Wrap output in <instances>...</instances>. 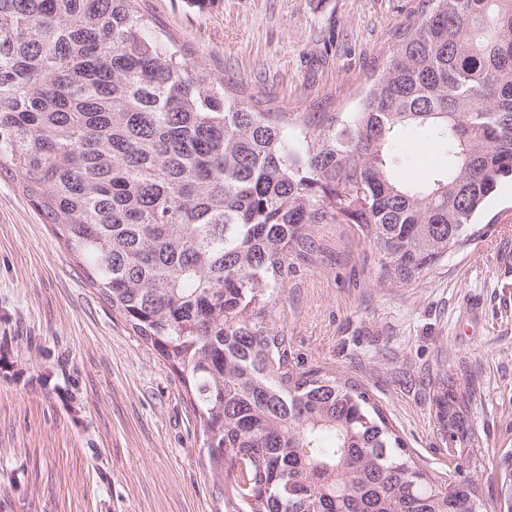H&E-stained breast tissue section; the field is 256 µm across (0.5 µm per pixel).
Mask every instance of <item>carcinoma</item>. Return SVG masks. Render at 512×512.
Here are the masks:
<instances>
[{
  "label": "carcinoma",
  "instance_id": "1",
  "mask_svg": "<svg viewBox=\"0 0 512 512\" xmlns=\"http://www.w3.org/2000/svg\"><path fill=\"white\" fill-rule=\"evenodd\" d=\"M355 111L289 135L226 95L136 0H0V173L16 176L112 312L178 375L213 512H482L469 396L444 376L432 473L361 385L295 361L288 272L352 224L381 285L478 235L512 180V0H424ZM427 129L446 173L397 181L390 133ZM512 504V453L499 458Z\"/></svg>",
  "mask_w": 512,
  "mask_h": 512
}]
</instances>
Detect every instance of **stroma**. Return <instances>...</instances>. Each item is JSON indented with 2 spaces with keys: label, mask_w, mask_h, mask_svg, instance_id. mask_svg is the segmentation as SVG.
Wrapping results in <instances>:
<instances>
[{
  "label": "stroma",
  "mask_w": 512,
  "mask_h": 512,
  "mask_svg": "<svg viewBox=\"0 0 512 512\" xmlns=\"http://www.w3.org/2000/svg\"><path fill=\"white\" fill-rule=\"evenodd\" d=\"M230 93L291 125L354 111L421 0H137ZM398 177L446 164L431 134L400 129ZM481 237L406 285L350 224H329L321 258L288 280L284 311L305 368L362 384L430 470L452 468L436 427L437 380L469 385L483 448L474 477L485 512L512 452V180L477 220ZM202 436L170 366L93 288L79 259L0 174V512H211Z\"/></svg>",
  "instance_id": "1"
}]
</instances>
